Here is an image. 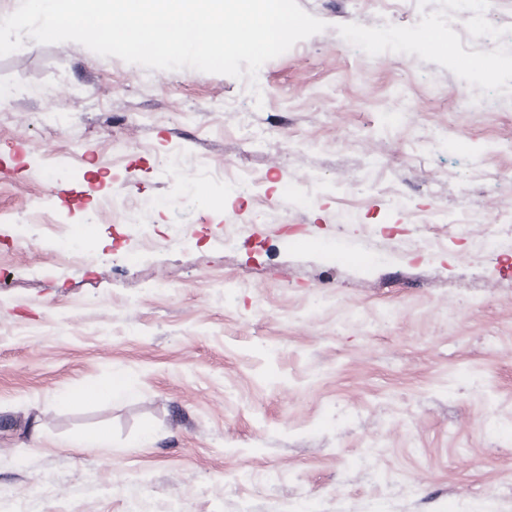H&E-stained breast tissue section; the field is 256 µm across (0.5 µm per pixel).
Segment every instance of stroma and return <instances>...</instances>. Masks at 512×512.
Returning a JSON list of instances; mask_svg holds the SVG:
<instances>
[{"mask_svg":"<svg viewBox=\"0 0 512 512\" xmlns=\"http://www.w3.org/2000/svg\"><path fill=\"white\" fill-rule=\"evenodd\" d=\"M460 2L298 0L325 30L253 85L0 57V512H512V0ZM116 189L207 239L117 277ZM51 252L82 264L93 262V257L70 235L66 224H54Z\"/></svg>","mask_w":512,"mask_h":512,"instance_id":"obj_1","label":"stroma"}]
</instances>
